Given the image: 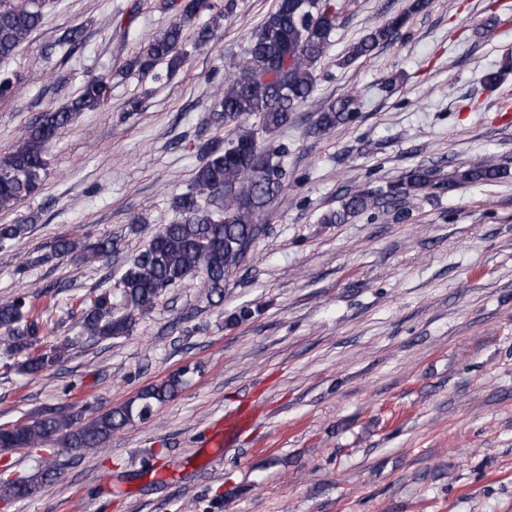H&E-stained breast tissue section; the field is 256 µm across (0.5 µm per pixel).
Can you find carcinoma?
Segmentation results:
<instances>
[{
  "label": "carcinoma",
  "mask_w": 512,
  "mask_h": 512,
  "mask_svg": "<svg viewBox=\"0 0 512 512\" xmlns=\"http://www.w3.org/2000/svg\"><path fill=\"white\" fill-rule=\"evenodd\" d=\"M53 2L0 0V60L11 57L44 25L47 8ZM427 4L428 0H412L406 11L371 28L352 47L346 62L373 55L399 34L409 13ZM172 8L175 14L169 26L145 43L132 62L139 71L149 72L163 61L169 71H177L186 61L182 50L185 27L209 14L194 34L196 45H210L233 3L218 8L209 0H175ZM336 16L332 0H277L274 10L251 33L245 59L224 85L216 87V107L224 114L228 131L224 145L207 142L198 147L199 164L191 183L173 197V207L181 219L158 227L147 247L124 266L115 286L99 292L83 309L73 337L41 347L43 326L30 316L28 296L1 300L0 352L14 360L5 367L38 375L63 363L79 342L94 344L126 336L167 289L190 281H198L207 296L223 299L226 284L245 263L263 230L261 215L284 189L282 157L286 149L274 135L295 122L300 107L312 103L316 64L326 55ZM111 97V77H93L68 105L43 113L18 141L0 152V211L13 209L42 188L47 145L78 113L98 110ZM357 111L354 96L342 97L317 109L314 129L327 132L353 119ZM511 174L508 167L491 157L477 166H457L448 183L476 184ZM440 184L437 169L417 166L384 192L365 189L346 194L341 209L326 214L324 221L341 224L378 205L383 196L406 206L420 191ZM26 228L25 224H0V244L21 238ZM54 250L79 264L104 266L117 251V243L106 236L81 242L59 238ZM186 374L185 369L176 371L141 389L132 400L103 412H92L88 407H48L30 415L18 430H1V450L40 448L43 456L35 473L1 480L0 499L29 498L40 484L56 477L58 451L50 444L58 441L75 454L103 451L114 432L147 419L154 407L172 400L184 385Z\"/></svg>",
  "instance_id": "1"
}]
</instances>
